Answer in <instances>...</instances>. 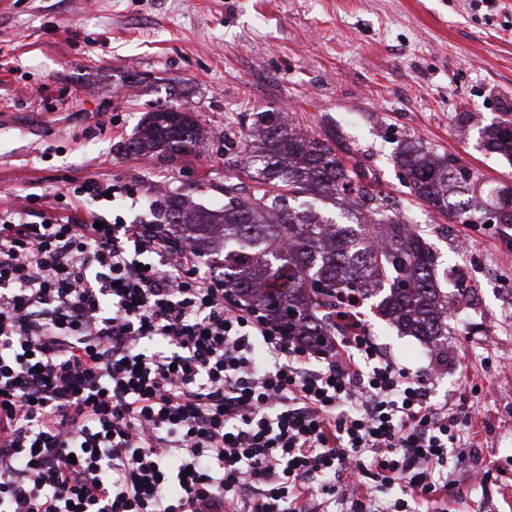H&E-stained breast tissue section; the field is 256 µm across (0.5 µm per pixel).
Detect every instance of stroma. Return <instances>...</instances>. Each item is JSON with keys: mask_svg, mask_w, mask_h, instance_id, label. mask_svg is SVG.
<instances>
[{"mask_svg": "<svg viewBox=\"0 0 512 512\" xmlns=\"http://www.w3.org/2000/svg\"><path fill=\"white\" fill-rule=\"evenodd\" d=\"M185 106L207 134L188 156L125 155L148 112ZM363 164L424 230L448 278L468 294L434 351L362 310L397 363L433 374L435 400L472 415L468 454L448 465L447 499L431 512H512V225L460 224L410 194L394 154L418 140L488 181L512 164L475 128L512 113V0H7L0 8V197L68 216L148 222L153 193L224 204L227 159L261 113ZM93 178L131 190L76 202ZM490 470L488 483L473 473Z\"/></svg>", "mask_w": 512, "mask_h": 512, "instance_id": "35a3bbf8", "label": "stroma"}]
</instances>
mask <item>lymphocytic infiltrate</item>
I'll use <instances>...</instances> for the list:
<instances>
[{
	"label": "lymphocytic infiltrate",
	"instance_id": "lymphocytic-infiltrate-1",
	"mask_svg": "<svg viewBox=\"0 0 512 512\" xmlns=\"http://www.w3.org/2000/svg\"><path fill=\"white\" fill-rule=\"evenodd\" d=\"M199 264L162 224L0 209V512H421L447 496L472 417L432 402L356 304L336 335L292 336Z\"/></svg>",
	"mask_w": 512,
	"mask_h": 512
}]
</instances>
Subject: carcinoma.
Masks as SVG:
<instances>
[{
  "label": "carcinoma",
  "instance_id": "obj_1",
  "mask_svg": "<svg viewBox=\"0 0 512 512\" xmlns=\"http://www.w3.org/2000/svg\"><path fill=\"white\" fill-rule=\"evenodd\" d=\"M479 136L512 161V114ZM201 139L193 111L163 106L147 113L126 151L184 155ZM243 154L252 194L228 181L219 211L180 195L160 204L171 233L190 241L226 287L307 336L329 335L341 292L378 299L380 314L411 336L448 335L454 299L436 277V255L392 197L364 185L356 165L281 118L246 136ZM395 164L410 193L451 220L490 209L512 224V187L480 179L455 157L411 145Z\"/></svg>",
  "mask_w": 512,
  "mask_h": 512
}]
</instances>
